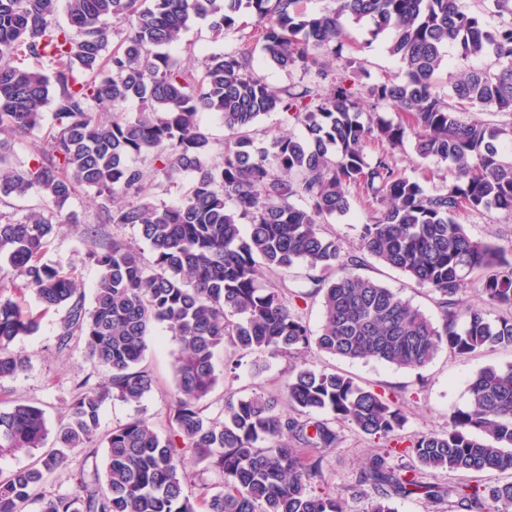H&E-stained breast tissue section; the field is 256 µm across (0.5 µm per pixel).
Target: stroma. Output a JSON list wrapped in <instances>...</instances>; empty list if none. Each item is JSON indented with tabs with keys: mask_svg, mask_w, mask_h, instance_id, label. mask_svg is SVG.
Wrapping results in <instances>:
<instances>
[{
	"mask_svg": "<svg viewBox=\"0 0 512 512\" xmlns=\"http://www.w3.org/2000/svg\"><path fill=\"white\" fill-rule=\"evenodd\" d=\"M344 25L355 41L363 46L360 57L364 63L365 81L400 77L401 67L387 51L391 33H384L374 40L365 23L348 18ZM248 31V26L244 25L226 33H216L206 23L198 21L192 23L184 33L174 54L184 59L191 53L198 57L220 53L238 45ZM97 204V199L90 192H82L71 198L63 211L76 213L79 222L63 225L53 233L44 254L46 261L60 265L76 279L88 301L93 298L98 270L88 261L87 253L103 240L114 236L121 238L137 248L144 260L152 258L151 249L142 239L138 228L96 223ZM460 221L467 224L471 234L476 237L504 247L512 245L511 215L493 210L464 215ZM88 227L94 228V235H85L84 230ZM362 272L399 291L432 320H440L437 293L417 286L403 273L372 260L368 261ZM0 297L32 313L39 323L36 332L17 337L12 344L14 351L25 356L27 366L14 376L0 379V410L9 409L17 402L32 403L43 409L49 433H56L59 426L66 422L68 410L83 386L106 385L109 373L87 360L84 339L80 334L64 336L66 308H44L17 281L5 282L0 287ZM176 351L177 343L172 332L162 326L155 328L143 362L154 378L151 391L137 404L107 399L100 413L98 436H105L113 427L135 417L146 419L159 435H169ZM303 361L318 369L342 371L357 383L396 400L405 418L401 435L409 440L422 433L447 430L449 413L467 406L470 379L484 367L512 365V348L489 349L470 356H459L444 349L425 367L399 369L374 362L350 363L314 347L285 356L266 351L244 355L228 345L219 350L214 358L216 371L223 375L224 380L206 400L207 416L223 419L224 400L230 396L247 397L257 393L284 400L289 374L296 364ZM336 433L337 444L335 448L325 450L322 474L314 478L313 484L317 489L339 494L349 512H367V499L359 497L354 491L356 478L367 459L383 453L387 445L348 425L337 426ZM103 460L104 450L98 446L68 451L64 463L46 477L38 490L39 495L52 498L75 494L80 471H92ZM223 489L222 471L205 462L188 465L185 490L196 500L197 512H208L211 496Z\"/></svg>",
	"mask_w": 512,
	"mask_h": 512,
	"instance_id": "obj_1",
	"label": "stroma"
}]
</instances>
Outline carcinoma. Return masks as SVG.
<instances>
[{
  "label": "carcinoma",
  "instance_id": "cac0c4a2",
  "mask_svg": "<svg viewBox=\"0 0 512 512\" xmlns=\"http://www.w3.org/2000/svg\"><path fill=\"white\" fill-rule=\"evenodd\" d=\"M58 2L0 0V202L42 201L22 218L0 212V272L9 267L45 307H67L63 336L80 331L88 359L110 379L76 397L40 467L0 478V512H23L36 500L39 512H196L184 488L191 458L224 472L209 512H345L340 496L311 484L324 456L308 449L336 447V423L394 443L357 477L367 512H395L394 498L414 494L455 498L466 512H486L490 501L495 512H512V481H423L425 470H512V366L477 373L448 430L402 450L396 402L304 363L288 380L292 414L261 394L224 399L222 421L202 406L219 382L215 353L227 343L283 355L314 345L348 361L413 369L444 347L458 355L512 348L511 318L492 319L459 299L475 273L486 305L512 307V247L476 238L458 221L489 210L512 215V123L466 118L474 109L512 115V0H491L485 16L462 0H336L324 13L301 10L302 0H65V24ZM245 16L247 39L197 67L170 52L195 19L223 32ZM344 16L369 24L373 41L394 32L388 51L402 77L356 81L363 66ZM112 24L124 36L110 49ZM450 48L455 73L444 83ZM22 56L46 68L15 66ZM258 56L300 82L269 86L254 71ZM130 102L139 105L134 117L124 113ZM47 108L55 125L34 163L14 166L8 140L38 128ZM385 108L403 119L393 122ZM205 111L227 131L219 152L199 122ZM273 112L302 131L257 148L256 122ZM409 138L418 158L446 164L433 193L394 160ZM146 165L168 180L193 174L180 203L144 200ZM81 189L102 199L97 223L138 227L153 253L147 263L116 237L88 252L98 269L89 309L71 274L43 261L60 210ZM354 200L369 219L348 251L321 225L348 214ZM365 254L439 294L441 323L357 273ZM298 265L311 271L306 291L258 281L262 268L285 277ZM313 297L323 317L316 336L295 313L296 302ZM158 325L178 342L173 435L133 418L102 439L104 470L82 476L76 494L37 496L66 451L95 441L107 398L137 403L151 391L142 361ZM35 328L32 314L0 300V378L23 369L25 358L9 345ZM322 412L333 418L314 417ZM46 435L41 408L21 402L0 411V452L28 453ZM397 455L414 462L394 465Z\"/></svg>",
  "mask_w": 512,
  "mask_h": 512
}]
</instances>
